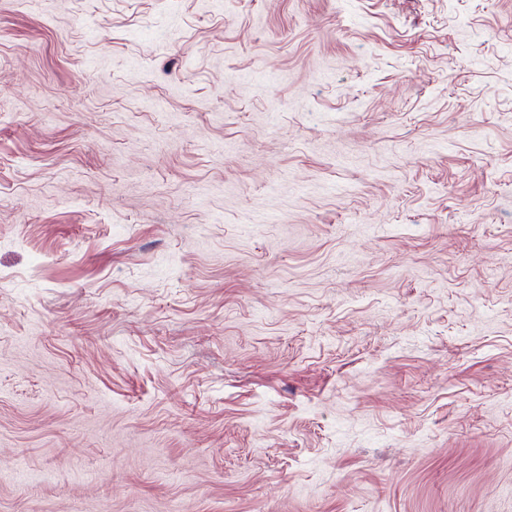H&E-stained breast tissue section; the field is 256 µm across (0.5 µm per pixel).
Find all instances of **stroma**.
<instances>
[{
	"mask_svg": "<svg viewBox=\"0 0 512 512\" xmlns=\"http://www.w3.org/2000/svg\"><path fill=\"white\" fill-rule=\"evenodd\" d=\"M0 512H512V0H0Z\"/></svg>",
	"mask_w": 512,
	"mask_h": 512,
	"instance_id": "35a3bbf8",
	"label": "stroma"
}]
</instances>
